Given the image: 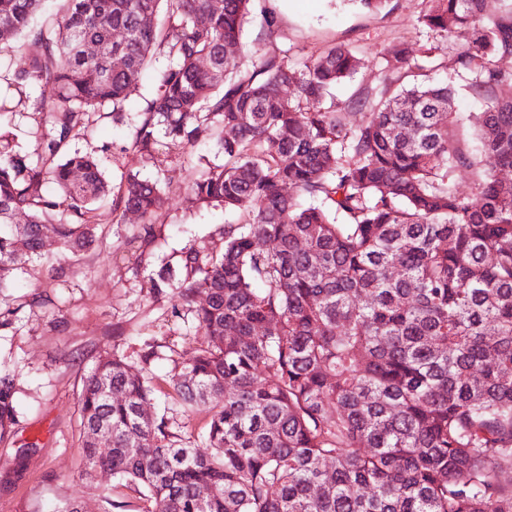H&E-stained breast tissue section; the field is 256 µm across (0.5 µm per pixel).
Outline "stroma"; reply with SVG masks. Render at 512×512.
<instances>
[{"instance_id": "stroma-1", "label": "stroma", "mask_w": 512, "mask_h": 512, "mask_svg": "<svg viewBox=\"0 0 512 512\" xmlns=\"http://www.w3.org/2000/svg\"><path fill=\"white\" fill-rule=\"evenodd\" d=\"M426 6V0H390L384 10L372 12L357 0H253L236 55L246 66L265 55L299 67L326 47L351 48L363 67L333 89L334 101L342 103L380 87L384 57L393 47L437 43V35L419 22ZM431 77L454 89L456 126L467 144L475 145L484 106L469 90L470 76L448 68ZM72 146L94 152L111 185L132 170L170 193L147 246L149 264L140 274L120 259L127 236L142 222L129 212L106 227L103 243L67 266L63 278L54 279L47 265L36 262L13 287L0 291V317L9 321L0 329V369L15 374L19 385L18 421L0 439V512H53L68 499L81 502L85 512H106L98 489L112 485L111 474L99 470L92 478L82 476L80 395L84 375L112 349L135 358L153 347L148 371L156 408L177 438L203 446L206 418L186 415L166 382L174 363L194 353L195 323L182 312L177 295L151 298L147 281L162 263L176 262L183 247L220 251L225 225L238 222L236 212L196 204L182 193L203 167L223 163V151L214 140L192 149L173 142L146 160L132 145L129 121L108 118L77 136ZM23 447L28 457L20 465L15 457Z\"/></svg>"}]
</instances>
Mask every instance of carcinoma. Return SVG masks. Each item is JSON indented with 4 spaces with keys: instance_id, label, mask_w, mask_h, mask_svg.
Listing matches in <instances>:
<instances>
[{
    "instance_id": "1",
    "label": "carcinoma",
    "mask_w": 512,
    "mask_h": 512,
    "mask_svg": "<svg viewBox=\"0 0 512 512\" xmlns=\"http://www.w3.org/2000/svg\"><path fill=\"white\" fill-rule=\"evenodd\" d=\"M42 2L0 0V43L25 31L41 48L8 78L34 149L0 139V291L44 259L42 227L75 258L131 210L144 222L123 261L135 275L148 265L163 187L129 171L113 192L69 144L107 105L124 118L157 47L168 63L133 146L152 158L170 140H217L224 162L183 192L241 216L224 225L222 253L185 247L179 270L150 278L153 298L179 295L202 333L169 383L208 417L210 452L150 411L153 352L137 371L112 350L81 389L86 474L137 488L134 512H512V180L500 176L512 170V73L496 65L512 55V5L428 0L419 18L442 39L424 51L431 64L468 34L450 62L484 100L475 150L455 138L445 83L367 98L357 120L324 104L361 68L347 48L241 71L224 48L238 45L250 0H62L60 17L35 23ZM422 69L400 45L385 80ZM49 86L47 101L37 90ZM460 168L475 195L452 186ZM16 394L0 373V437ZM101 427L104 445L91 437Z\"/></svg>"
}]
</instances>
